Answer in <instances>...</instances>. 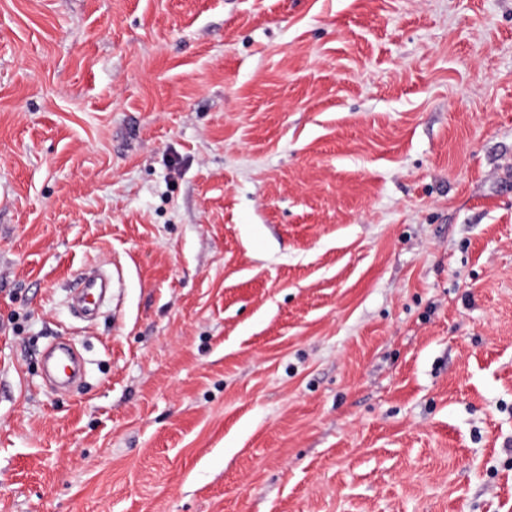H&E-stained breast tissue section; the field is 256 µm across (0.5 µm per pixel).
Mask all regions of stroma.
<instances>
[{"mask_svg":"<svg viewBox=\"0 0 512 512\" xmlns=\"http://www.w3.org/2000/svg\"><path fill=\"white\" fill-rule=\"evenodd\" d=\"M0 512H512V0H0ZM49 375L57 385H66L82 373V363L74 348L66 341H60L47 354Z\"/></svg>","mask_w":512,"mask_h":512,"instance_id":"obj_1","label":"stroma"}]
</instances>
